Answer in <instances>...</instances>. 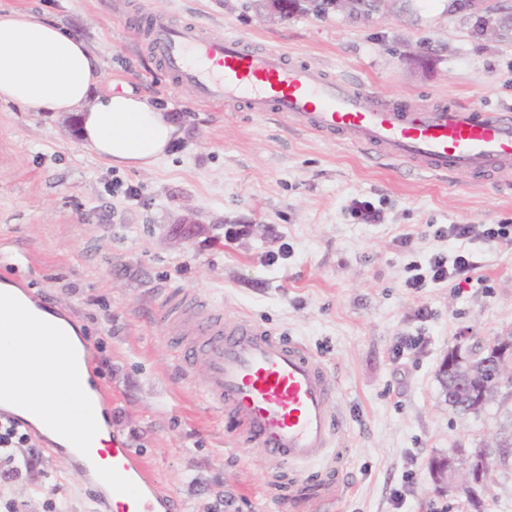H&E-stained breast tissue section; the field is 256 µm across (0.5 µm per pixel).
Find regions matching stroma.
I'll list each match as a JSON object with an SVG mask.
<instances>
[{
	"label": "stroma",
	"mask_w": 512,
	"mask_h": 512,
	"mask_svg": "<svg viewBox=\"0 0 512 512\" xmlns=\"http://www.w3.org/2000/svg\"><path fill=\"white\" fill-rule=\"evenodd\" d=\"M53 20L101 59L103 82L165 107L181 131L146 170L109 166L72 115L0 104V243L28 264L0 281L67 309L112 394L106 422L181 512H512V457L480 510L433 492L429 463L453 448L512 443V388L457 416L438 380L448 350L512 330V243H465L437 225L512 224V173L432 176L308 132L274 112L197 103L153 55L161 15L238 33L292 60L411 105L512 106V39L480 37L449 0H387L362 19L288 18L257 0H0ZM380 220L362 224L354 202ZM411 235V245L401 239ZM469 252L471 280L415 290L407 267ZM178 289L305 344L336 376L346 427L336 463L268 461L191 379L156 322ZM18 512H95L81 474L47 450L0 487Z\"/></svg>",
	"instance_id": "stroma-1"
}]
</instances>
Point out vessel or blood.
I'll list each match as a JSON object with an SVG mask.
<instances>
[{"mask_svg": "<svg viewBox=\"0 0 512 512\" xmlns=\"http://www.w3.org/2000/svg\"><path fill=\"white\" fill-rule=\"evenodd\" d=\"M150 41L173 82L190 85L200 103L275 112L313 133L345 138L371 157L438 176H494L512 169L510 110L409 108L244 36L209 37L163 18L152 20ZM158 320L184 376L204 363L203 392L210 404L232 418L268 460L302 464L338 441L343 419L336 382L302 343L273 335L250 318L225 317L222 308L185 293L173 294ZM55 450L67 454L94 500L108 510L180 512L175 496L121 443L85 455L61 444ZM107 453L112 470L104 473L96 461Z\"/></svg>", "mask_w": 512, "mask_h": 512, "instance_id": "b4317fda", "label": "vessel or blood"}]
</instances>
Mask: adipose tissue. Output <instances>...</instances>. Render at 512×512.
<instances>
[{
  "mask_svg": "<svg viewBox=\"0 0 512 512\" xmlns=\"http://www.w3.org/2000/svg\"><path fill=\"white\" fill-rule=\"evenodd\" d=\"M77 113L84 143L110 165L145 169L180 130L149 96L104 87L87 43L52 21L0 7V103Z\"/></svg>",
  "mask_w": 512,
  "mask_h": 512,
  "instance_id": "adipose-tissue-1",
  "label": "adipose tissue"
}]
</instances>
